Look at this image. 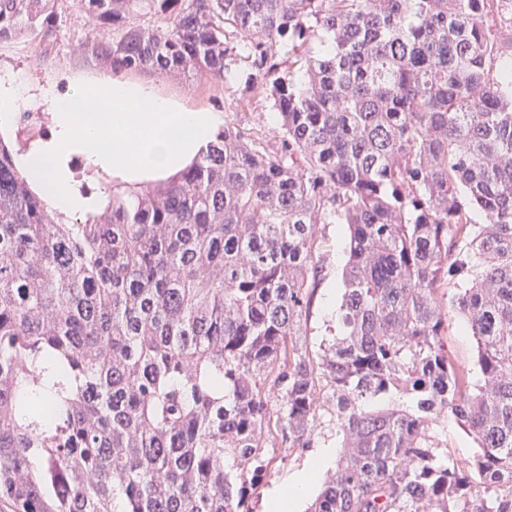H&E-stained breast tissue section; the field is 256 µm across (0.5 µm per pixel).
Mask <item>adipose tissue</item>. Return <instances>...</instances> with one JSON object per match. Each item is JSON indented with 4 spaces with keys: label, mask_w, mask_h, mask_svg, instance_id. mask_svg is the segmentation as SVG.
<instances>
[{
    "label": "adipose tissue",
    "mask_w": 512,
    "mask_h": 512,
    "mask_svg": "<svg viewBox=\"0 0 512 512\" xmlns=\"http://www.w3.org/2000/svg\"><path fill=\"white\" fill-rule=\"evenodd\" d=\"M45 101L53 134L18 152L15 163L46 204L63 214L93 215L105 205L103 193L84 188L77 171L122 191L165 182L206 152L224 124L223 112L185 107L152 82L121 74H101ZM326 462V455L314 457L271 497L268 512H296Z\"/></svg>",
    "instance_id": "1"
}]
</instances>
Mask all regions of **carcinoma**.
Segmentation results:
<instances>
[{
  "label": "carcinoma",
  "mask_w": 512,
  "mask_h": 512,
  "mask_svg": "<svg viewBox=\"0 0 512 512\" xmlns=\"http://www.w3.org/2000/svg\"><path fill=\"white\" fill-rule=\"evenodd\" d=\"M76 2L118 32L89 63L222 82L243 60L281 135L226 125L83 224L0 142V512H253L264 449L332 413L309 512H512V0ZM57 8L0 0V43ZM322 224L348 248L316 362ZM450 416L467 459L437 452ZM461 321L456 319L449 330L448 342L456 357L464 363H470L475 359V343L471 336L461 331Z\"/></svg>",
  "instance_id": "carcinoma-1"
}]
</instances>
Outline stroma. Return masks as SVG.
I'll list each match as a JSON object with an SVG mask.
<instances>
[{
	"instance_id": "obj_1",
	"label": "stroma",
	"mask_w": 512,
	"mask_h": 512,
	"mask_svg": "<svg viewBox=\"0 0 512 512\" xmlns=\"http://www.w3.org/2000/svg\"><path fill=\"white\" fill-rule=\"evenodd\" d=\"M53 25L54 33L50 37L23 35L0 43V74L16 75L34 98L32 106L19 112L12 129L0 137L17 149L46 139L53 132L51 114L42 101L43 94H64L74 81L100 72L98 66L83 59L81 46L85 39L97 37L99 31L77 8L74 0H61ZM146 77L153 81L160 93L176 98L184 106L223 111L227 124L258 132L266 145H276L279 129L272 122L269 110L245 100L236 76H228L221 85L194 75L170 77L150 71ZM319 243L321 252L327 257V265L307 322V346L313 354L318 352L320 343L328 339L330 328L336 325V308L340 300L338 285L347 260L343 226L322 225ZM335 446L336 428L323 418L311 435L310 447L269 449L270 465L259 487L255 512H264L271 492L300 470L314 450Z\"/></svg>"
}]
</instances>
